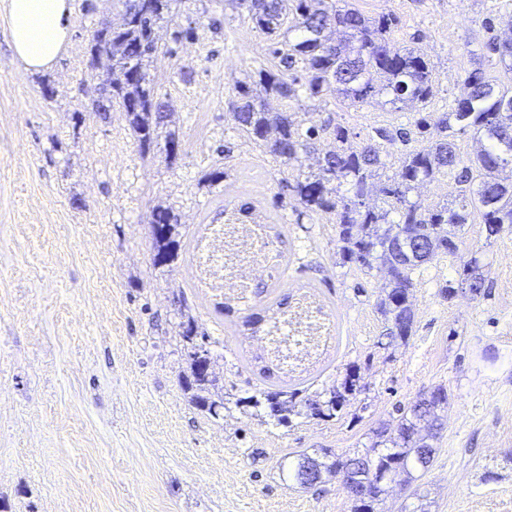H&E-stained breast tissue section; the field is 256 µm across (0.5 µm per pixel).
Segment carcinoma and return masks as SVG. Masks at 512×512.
<instances>
[{
  "label": "carcinoma",
  "mask_w": 512,
  "mask_h": 512,
  "mask_svg": "<svg viewBox=\"0 0 512 512\" xmlns=\"http://www.w3.org/2000/svg\"><path fill=\"white\" fill-rule=\"evenodd\" d=\"M120 22L94 32L92 42L106 41L109 50L91 54L90 66L108 77L101 95L108 112L127 113L132 136L142 153L159 145V129L168 116L167 102L157 93L148 72L151 60L163 51L154 31L160 21H173L175 0H122ZM341 0H237L253 28L271 40V54L279 59L277 71H256L265 95L287 102L298 100L296 85L311 97L336 95L348 106L386 94L392 105L426 104L433 94L434 66L412 49L400 47L388 37L396 18H369ZM295 37H290L291 33ZM486 56L496 57L512 69V37L485 43ZM303 75H298V71ZM231 104L235 129L282 167L281 183L295 192L303 212H323L334 217L343 263L360 269L384 267L389 291L376 303L385 336L406 341L413 331L415 313L410 294L413 274L422 265L443 256H457L458 245L449 226L466 224L474 213L482 217L487 237L512 229V182L499 172L502 155L512 153V88L492 79L484 68L472 69L448 111L418 119L415 123L423 144L404 154L398 167L387 174L382 149L368 142L349 143L347 127L329 117L320 126L303 127L298 113L269 111L263 100L240 87ZM472 133L483 149L469 159L457 152L452 141L457 133ZM318 154L317 169L288 178L304 154ZM453 178L470 186L458 208L425 206L410 193L424 181ZM379 182L378 204L369 205L373 180ZM345 192H340V187ZM149 232L154 264H171L179 257L178 218L169 207L158 206L150 214ZM475 256L463 262L464 280L473 295L484 288ZM180 342L187 373L183 376L190 401L215 417L226 409L218 379L197 354L209 336L195 320L181 324ZM262 384L254 394L236 404L254 409L260 419L287 426L302 415L329 421L343 416L350 400L362 393L354 371L341 386L319 393V399L301 400L302 390L271 382L273 371L260 369ZM448 404L447 390L438 386L408 407H397L396 423L372 431L370 444L353 454H336L321 448L316 455L297 454L290 476L302 486L321 482L323 474L361 476L359 490L351 497L352 512H375L388 484L404 477L417 480L432 466L436 448L430 440L441 429L439 411Z\"/></svg>",
  "instance_id": "obj_1"
}]
</instances>
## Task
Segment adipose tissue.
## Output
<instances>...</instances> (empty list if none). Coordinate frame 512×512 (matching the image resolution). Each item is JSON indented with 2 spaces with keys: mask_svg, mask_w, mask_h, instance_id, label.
<instances>
[{
  "mask_svg": "<svg viewBox=\"0 0 512 512\" xmlns=\"http://www.w3.org/2000/svg\"><path fill=\"white\" fill-rule=\"evenodd\" d=\"M13 54L25 69L46 70L65 49L73 0H6Z\"/></svg>",
  "mask_w": 512,
  "mask_h": 512,
  "instance_id": "1",
  "label": "adipose tissue"
}]
</instances>
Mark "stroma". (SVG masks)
<instances>
[{
	"label": "stroma",
	"instance_id": "obj_1",
	"mask_svg": "<svg viewBox=\"0 0 512 512\" xmlns=\"http://www.w3.org/2000/svg\"><path fill=\"white\" fill-rule=\"evenodd\" d=\"M348 2L396 18L391 40L434 66L430 103L271 96L270 110L291 108L309 126L334 116L359 145L376 128L408 129L447 110L475 67L512 86V69L483 57L490 36L512 33V0ZM121 9L74 0L66 50L32 73L12 55L0 0V512H351L338 479L301 487L288 462L305 449L362 447L397 406L439 385L448 406L434 461L413 485L386 492L377 512H512V231L487 237L476 214L457 227L458 256L417 277L412 336L389 341L376 310L386 270L341 265L332 217L297 218L271 156L235 128L239 85L274 64L266 36L231 0H178L174 22L157 28L168 51L150 76L172 109L171 163L141 153L125 112L92 109L91 38ZM216 169L225 177L214 182ZM246 202L256 223L287 225L277 288L289 317L319 324L311 338L289 328L281 379L312 395L355 367L364 391L341 419L283 427L250 408L215 418L189 402L178 336L187 317L212 340L227 399L253 394L257 361L272 356L264 332L225 331L221 293L194 274L201 238ZM159 205L173 207L186 245L169 266L153 262L148 219ZM473 255L481 295L443 297Z\"/></svg>",
	"mask_w": 512,
	"mask_h": 512
}]
</instances>
